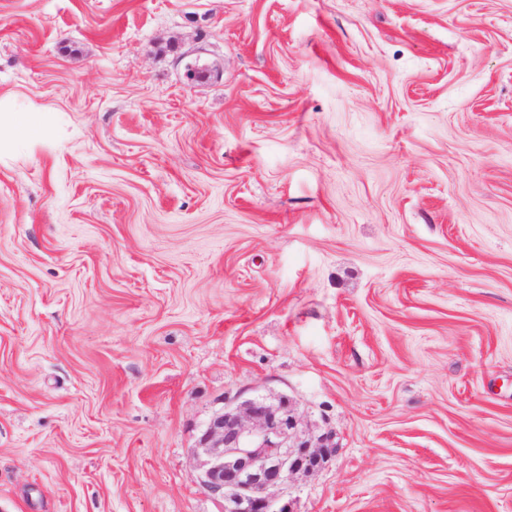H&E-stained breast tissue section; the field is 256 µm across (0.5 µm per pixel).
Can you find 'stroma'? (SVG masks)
Returning a JSON list of instances; mask_svg holds the SVG:
<instances>
[{
	"label": "stroma",
	"instance_id": "35a3bbf8",
	"mask_svg": "<svg viewBox=\"0 0 512 512\" xmlns=\"http://www.w3.org/2000/svg\"><path fill=\"white\" fill-rule=\"evenodd\" d=\"M8 92L0 512H221L257 392L294 512H512V0H0ZM59 116L18 94L0 95V162L15 158L57 127ZM331 432L303 427L296 402L282 394L225 400L201 430L195 448L203 486L224 512H291L269 494L309 474L336 453Z\"/></svg>",
	"mask_w": 512,
	"mask_h": 512
}]
</instances>
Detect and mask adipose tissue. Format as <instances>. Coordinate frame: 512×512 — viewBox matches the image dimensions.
I'll return each mask as SVG.
<instances>
[{"mask_svg":"<svg viewBox=\"0 0 512 512\" xmlns=\"http://www.w3.org/2000/svg\"><path fill=\"white\" fill-rule=\"evenodd\" d=\"M59 117L9 93L0 95V160L15 158L42 141Z\"/></svg>","mask_w":512,"mask_h":512,"instance_id":"obj_1","label":"adipose tissue"}]
</instances>
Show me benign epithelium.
I'll return each instance as SVG.
<instances>
[{
    "instance_id": "7a95c632",
    "label": "benign epithelium",
    "mask_w": 512,
    "mask_h": 512,
    "mask_svg": "<svg viewBox=\"0 0 512 512\" xmlns=\"http://www.w3.org/2000/svg\"><path fill=\"white\" fill-rule=\"evenodd\" d=\"M331 432L303 427L296 402L286 394H253L226 400L201 430L195 448L203 486L223 512H291L269 494L309 474L336 453Z\"/></svg>"
}]
</instances>
